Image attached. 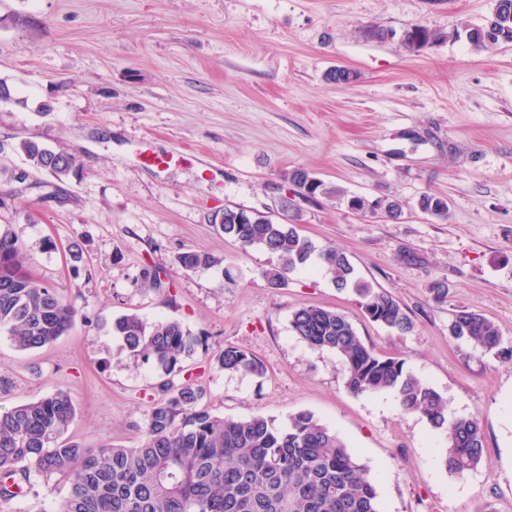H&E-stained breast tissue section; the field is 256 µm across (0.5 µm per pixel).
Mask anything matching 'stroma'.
<instances>
[{"instance_id": "1", "label": "stroma", "mask_w": 512, "mask_h": 512, "mask_svg": "<svg viewBox=\"0 0 512 512\" xmlns=\"http://www.w3.org/2000/svg\"><path fill=\"white\" fill-rule=\"evenodd\" d=\"M495 0H0V166L27 168L19 145L76 154L59 198L16 194L0 177V227L24 262L76 310L72 330L31 351L0 333V412L58 390L76 408L68 430L90 449L138 446L158 398L153 364L131 355L113 321L174 319L199 343L182 377L219 417L287 423L307 410L358 457L382 512H512V362L453 339L454 312L474 310L512 343V44L473 50L448 39L485 24ZM424 26L443 40L417 51L366 38ZM355 77L330 80L335 68ZM168 155L144 165V151ZM314 172L349 194L400 200L399 218L288 194L285 173ZM443 197L448 218L421 213ZM241 207L295 216L317 249L345 252L357 276L393 294L413 328L370 321L318 260L270 285L276 263L225 239L216 213ZM80 252L81 261L71 259ZM216 257L183 270L177 257ZM159 270L153 287L144 273ZM447 288L435 300V285ZM303 306L348 316L366 344L404 359L448 401L477 417L486 466L444 469L443 434L400 409L392 392L355 396L336 355L291 330ZM233 345L264 375L216 365ZM67 490L37 476L0 512H54Z\"/></svg>"}]
</instances>
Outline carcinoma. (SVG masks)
Returning a JSON list of instances; mask_svg holds the SVG:
<instances>
[{
  "label": "carcinoma",
  "instance_id": "cac0c4a2",
  "mask_svg": "<svg viewBox=\"0 0 512 512\" xmlns=\"http://www.w3.org/2000/svg\"><path fill=\"white\" fill-rule=\"evenodd\" d=\"M489 22L505 34L504 42H512V12L501 11ZM486 28L464 24L445 36L423 26L421 39L406 29L399 41L417 51L444 37H463L481 51L498 45L487 41ZM20 149L30 169L46 171L56 180L52 196L59 197L58 183L76 171L75 154L56 157L34 141L22 142ZM285 180L309 198L334 197L356 211L371 208L365 199L350 197L304 169L288 172ZM418 205L433 218L448 219V204L439 196L425 195ZM221 229L244 248L258 246L276 256L277 266L264 272L270 284H281L285 274L316 254L336 288L353 289L372 321L401 333L412 329L402 304L356 277L343 251L327 247L318 252L295 226L272 218L230 221ZM177 262L191 271L217 259L186 251ZM75 316L71 303L25 269L12 232L0 230V331L17 349L33 350L70 331ZM291 330L310 348L341 360L349 393L391 391L403 411L417 413L443 431L442 464L450 475L462 478L486 463L479 420L451 415L447 399L407 371L404 360L382 356L366 345L345 314L301 307L292 314ZM448 330L454 339L512 360V347L503 345L497 327L479 313L457 311ZM112 331L130 353L152 363L159 373V398L148 414L143 442L135 448L110 445L93 451L65 437L76 409L63 391L18 405L0 414V501L16 498L21 483L34 474H62L68 491L56 512H381L365 467L311 412L292 413L288 424L279 425L262 415L234 420L199 408L203 391L192 378L178 385L173 381L182 359L198 345L180 321L149 328L130 314L117 318ZM217 363L227 372L265 371L259 359L235 346L225 347Z\"/></svg>",
  "mask_w": 512,
  "mask_h": 512
}]
</instances>
